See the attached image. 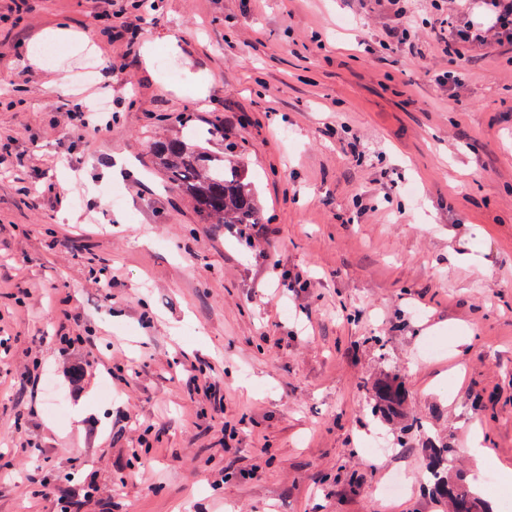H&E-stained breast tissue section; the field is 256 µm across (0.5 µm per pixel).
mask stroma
<instances>
[{"mask_svg":"<svg viewBox=\"0 0 512 512\" xmlns=\"http://www.w3.org/2000/svg\"><path fill=\"white\" fill-rule=\"evenodd\" d=\"M12 5L0 0V512H59L62 497L76 512H441L423 484L432 438L469 484L473 437L490 471L512 469V44L468 53L447 93L426 73L448 67L432 29L426 60L370 54L385 0H157L134 45L107 37L95 0ZM58 27L92 45L91 79H73V43L27 61ZM106 82L110 131L59 125V106H92ZM175 132L244 158L273 259L166 186L149 138ZM117 157L131 174L102 180ZM275 259L300 288L277 290ZM104 266L108 288L92 276ZM434 337L451 348L430 358ZM204 362L224 387L217 413L177 379ZM393 369L429 431L391 458L369 438L400 426L369 401ZM396 469L407 493L377 500ZM38 470L58 498L36 494Z\"/></svg>","mask_w":512,"mask_h":512,"instance_id":"stroma-1","label":"stroma"}]
</instances>
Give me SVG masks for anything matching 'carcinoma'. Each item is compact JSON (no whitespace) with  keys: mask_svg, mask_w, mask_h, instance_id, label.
I'll return each mask as SVG.
<instances>
[{"mask_svg":"<svg viewBox=\"0 0 512 512\" xmlns=\"http://www.w3.org/2000/svg\"><path fill=\"white\" fill-rule=\"evenodd\" d=\"M155 165L168 183L197 207L206 224H257L263 204L249 168L233 151L214 155L178 134L155 138ZM407 393L398 371L372 384L373 417L387 423L403 415ZM425 485L448 512H493L492 506L453 472L456 450L430 441Z\"/></svg>","mask_w":512,"mask_h":512,"instance_id":"cac0c4a2","label":"carcinoma"}]
</instances>
